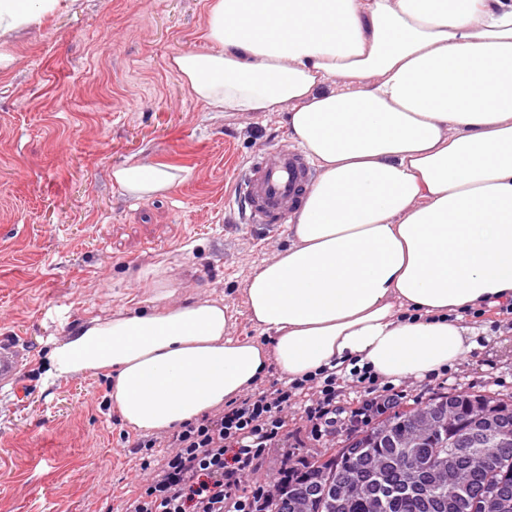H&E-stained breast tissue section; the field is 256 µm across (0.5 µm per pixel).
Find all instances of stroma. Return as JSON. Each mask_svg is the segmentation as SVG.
<instances>
[{
  "instance_id": "35a3bbf8",
  "label": "stroma",
  "mask_w": 512,
  "mask_h": 512,
  "mask_svg": "<svg viewBox=\"0 0 512 512\" xmlns=\"http://www.w3.org/2000/svg\"><path fill=\"white\" fill-rule=\"evenodd\" d=\"M214 0H71L0 40V337L29 359L0 390V512H119L139 431L111 405L105 373L56 377L50 353L95 318L146 307L153 269L171 304L222 300L234 336L261 339L243 287L288 242L287 225L243 224L239 170L291 148L281 112L208 111L171 68L207 50ZM185 167L171 190L134 199L115 167ZM478 346L447 374L403 380V404L460 392L512 397V328L490 309Z\"/></svg>"
}]
</instances>
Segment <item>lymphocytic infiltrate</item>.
Masks as SVG:
<instances>
[{"label": "lymphocytic infiltrate", "mask_w": 512, "mask_h": 512, "mask_svg": "<svg viewBox=\"0 0 512 512\" xmlns=\"http://www.w3.org/2000/svg\"><path fill=\"white\" fill-rule=\"evenodd\" d=\"M348 386L366 395L350 409L337 403ZM398 397L394 386L380 384L364 368L340 373L325 367L301 380H273L266 390L179 425L166 437L162 455L154 453L155 440L134 441L131 451L140 457L144 480L123 494L121 512H269L278 479L295 472L285 465L278 479L264 476L266 451L282 442L290 410L302 408L305 433L320 442L338 423L384 414Z\"/></svg>", "instance_id": "f902f5d3"}]
</instances>
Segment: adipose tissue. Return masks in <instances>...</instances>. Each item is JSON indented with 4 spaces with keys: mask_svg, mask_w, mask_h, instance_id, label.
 I'll list each match as a JSON object with an SVG mask.
<instances>
[{
    "mask_svg": "<svg viewBox=\"0 0 512 512\" xmlns=\"http://www.w3.org/2000/svg\"><path fill=\"white\" fill-rule=\"evenodd\" d=\"M61 0H0V36ZM172 66L212 112L285 111L316 163L288 244L246 281L262 341L219 301L93 319L56 376L108 369L138 431L334 364L396 383L466 359L468 315L512 300V0H216ZM188 169H113L144 197Z\"/></svg>",
    "mask_w": 512,
    "mask_h": 512,
    "instance_id": "1",
    "label": "adipose tissue"
}]
</instances>
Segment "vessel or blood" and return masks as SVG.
Here are the masks:
<instances>
[{
  "label": "vessel or blood",
  "mask_w": 512,
  "mask_h": 512,
  "mask_svg": "<svg viewBox=\"0 0 512 512\" xmlns=\"http://www.w3.org/2000/svg\"><path fill=\"white\" fill-rule=\"evenodd\" d=\"M311 179V164L298 149L272 148L253 157L235 186V200L242 205L244 222L287 223ZM25 357L18 339L0 340V388L15 385Z\"/></svg>",
  "instance_id": "b4317fda"
}]
</instances>
